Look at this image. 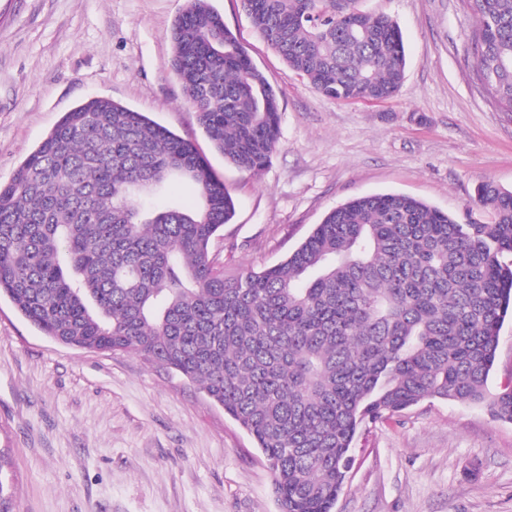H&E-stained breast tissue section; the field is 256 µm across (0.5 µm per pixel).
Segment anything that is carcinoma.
I'll return each mask as SVG.
<instances>
[{
  "label": "carcinoma",
  "mask_w": 512,
  "mask_h": 512,
  "mask_svg": "<svg viewBox=\"0 0 512 512\" xmlns=\"http://www.w3.org/2000/svg\"><path fill=\"white\" fill-rule=\"evenodd\" d=\"M360 0H241L267 45L327 98L386 101L403 86L401 30ZM479 81L512 112V0H465ZM170 69L214 147L265 170L279 97L209 0H186ZM197 185L200 205L146 200ZM489 224L400 194L354 197L280 263L234 278L210 258L235 203L195 146L93 98L64 114L0 184V296L43 335L133 352L196 384L266 459L279 512H333L366 422L425 399L512 422L492 393L512 315V190H476Z\"/></svg>",
  "instance_id": "cac0c4a2"
}]
</instances>
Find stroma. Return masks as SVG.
Wrapping results in <instances>:
<instances>
[{"instance_id": "35a3bbf8", "label": "stroma", "mask_w": 512, "mask_h": 512, "mask_svg": "<svg viewBox=\"0 0 512 512\" xmlns=\"http://www.w3.org/2000/svg\"><path fill=\"white\" fill-rule=\"evenodd\" d=\"M185 0H0V183L65 112L109 98L194 143L235 200L211 257L225 275L284 260L352 197L403 193L464 214L512 189V112L478 81L462 0H361L400 26L388 101L337 102L292 72L240 0H211L276 90L280 139L253 175L225 162L169 68ZM333 512H512V422L426 400L364 427ZM0 481L7 512H278L253 440L179 374L60 345L0 297Z\"/></svg>"}]
</instances>
